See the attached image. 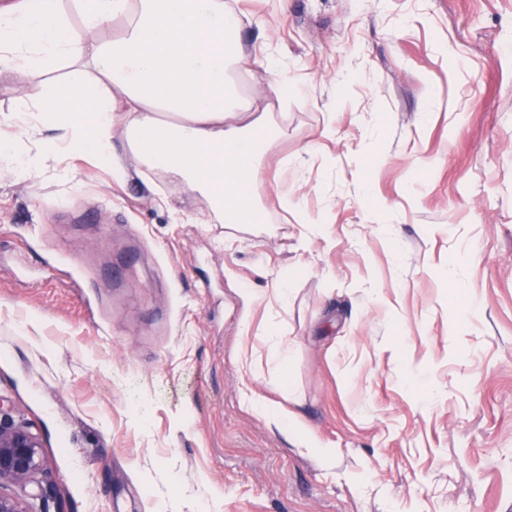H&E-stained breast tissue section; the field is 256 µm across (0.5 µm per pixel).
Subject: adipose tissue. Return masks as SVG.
Masks as SVG:
<instances>
[{"label": "adipose tissue", "instance_id": "obj_1", "mask_svg": "<svg viewBox=\"0 0 512 512\" xmlns=\"http://www.w3.org/2000/svg\"><path fill=\"white\" fill-rule=\"evenodd\" d=\"M241 26L226 0H25L0 10L1 70L71 69L64 85L22 87L16 111L0 117V174L89 154L118 182L177 180L204 201L205 223H261L251 188L285 130L258 111L260 91H242L252 70ZM106 28L111 39L97 40ZM21 124L40 131L34 149L7 136Z\"/></svg>", "mask_w": 512, "mask_h": 512}]
</instances>
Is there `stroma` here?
I'll use <instances>...</instances> for the list:
<instances>
[{"label": "stroma", "instance_id": "stroma-1", "mask_svg": "<svg viewBox=\"0 0 512 512\" xmlns=\"http://www.w3.org/2000/svg\"><path fill=\"white\" fill-rule=\"evenodd\" d=\"M229 5L252 85L295 86L265 223L87 156L0 177V397L49 512H512V0ZM242 401L248 409L257 413L268 422L279 424L282 420V409L265 399L258 397L253 390L249 389L242 395ZM290 425L300 446L307 451H316L324 458H329L334 454V449L319 446L316 439L307 431L304 424L298 418L292 419Z\"/></svg>", "mask_w": 512, "mask_h": 512}]
</instances>
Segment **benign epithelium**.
Segmentation results:
<instances>
[{"instance_id":"1","label":"benign epithelium","mask_w":512,"mask_h":512,"mask_svg":"<svg viewBox=\"0 0 512 512\" xmlns=\"http://www.w3.org/2000/svg\"><path fill=\"white\" fill-rule=\"evenodd\" d=\"M42 467L41 444L30 426L0 398V512H46L25 504L15 489L26 490Z\"/></svg>"}]
</instances>
